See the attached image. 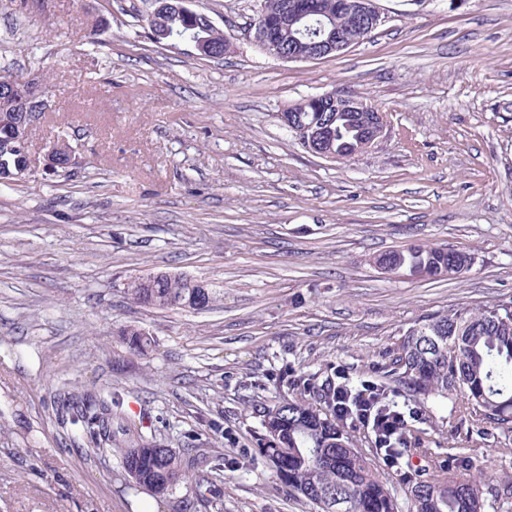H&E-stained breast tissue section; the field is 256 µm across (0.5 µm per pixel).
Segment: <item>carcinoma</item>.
Returning <instances> with one entry per match:
<instances>
[{"mask_svg": "<svg viewBox=\"0 0 512 512\" xmlns=\"http://www.w3.org/2000/svg\"><path fill=\"white\" fill-rule=\"evenodd\" d=\"M285 0H264L254 24L270 21L268 34L276 47L288 50V29L278 26ZM203 13L171 12L144 19L150 41L175 48L179 43L209 46L210 59H222L231 42L216 26L202 25ZM305 121L329 127L327 147L352 157L351 146L363 137L360 119L336 120L334 113L307 105L298 111ZM9 138L0 128V169L28 176L26 158L7 149ZM388 274L406 270L412 275L440 279L470 269L467 256L445 248L414 245L376 259ZM126 293L140 305L159 309L195 308L200 291L183 278L134 279ZM120 335L127 345L147 353L152 336L128 326ZM383 377L412 397L400 406L390 400L385 383H355L341 377L317 382L295 377V394L273 407L256 400L259 414L256 438L261 457L272 468L280 488L316 504L320 512H399L394 495L376 476L374 464L357 446L350 430L363 431L368 444L384 452L392 464H419L407 475L409 512H484L487 499L502 509L512 500V480L492 483L482 474L448 479L435 474L430 449L413 423L423 420L425 405L448 401L462 411L473 430L486 435L492 429H512V301L492 307L452 309L426 316L412 327L403 342L388 355ZM60 410L79 430L74 444L110 456L119 453L125 473L140 488L162 497L190 478L198 465L224 471V459L193 458L186 448H169L147 436L136 423L126 424L120 401L112 394L73 391L58 398ZM201 500L215 503L221 490L213 482L197 484Z\"/></svg>", "mask_w": 512, "mask_h": 512, "instance_id": "carcinoma-1", "label": "carcinoma"}]
</instances>
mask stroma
<instances>
[{
  "instance_id": "1",
  "label": "stroma",
  "mask_w": 512,
  "mask_h": 512,
  "mask_svg": "<svg viewBox=\"0 0 512 512\" xmlns=\"http://www.w3.org/2000/svg\"><path fill=\"white\" fill-rule=\"evenodd\" d=\"M385 21L341 54L288 62L247 30L261 0H192L231 37L200 59L145 36L150 0H0V73L49 87L36 168L0 185V512H319L253 449L249 403L287 374L379 379L424 316L512 300V0H376ZM355 94L387 126L344 162L313 155L284 106ZM66 138L74 163L42 161ZM412 243L473 257L463 274H384ZM205 281L210 310L138 305L131 279ZM151 334L148 355L119 331ZM110 389L172 448L224 454L223 496L155 499L118 460L70 444L65 391ZM443 472L459 456L512 478V430L480 436L450 405L419 423Z\"/></svg>"
}]
</instances>
